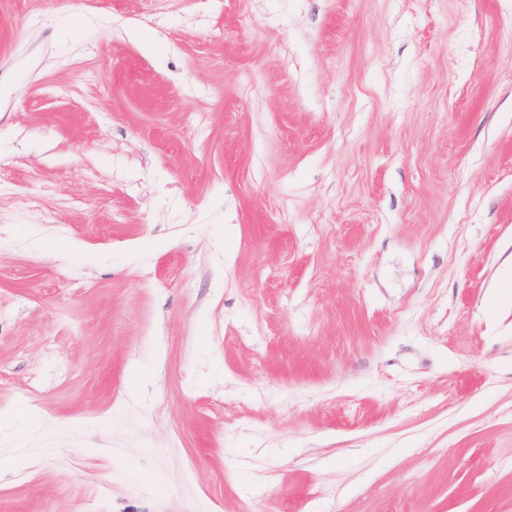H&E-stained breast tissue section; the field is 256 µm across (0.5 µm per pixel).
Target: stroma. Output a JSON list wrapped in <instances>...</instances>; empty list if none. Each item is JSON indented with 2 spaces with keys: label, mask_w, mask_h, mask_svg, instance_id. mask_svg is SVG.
<instances>
[{
  "label": "stroma",
  "mask_w": 512,
  "mask_h": 512,
  "mask_svg": "<svg viewBox=\"0 0 512 512\" xmlns=\"http://www.w3.org/2000/svg\"><path fill=\"white\" fill-rule=\"evenodd\" d=\"M0 512H512V0H0Z\"/></svg>",
  "instance_id": "obj_1"
}]
</instances>
